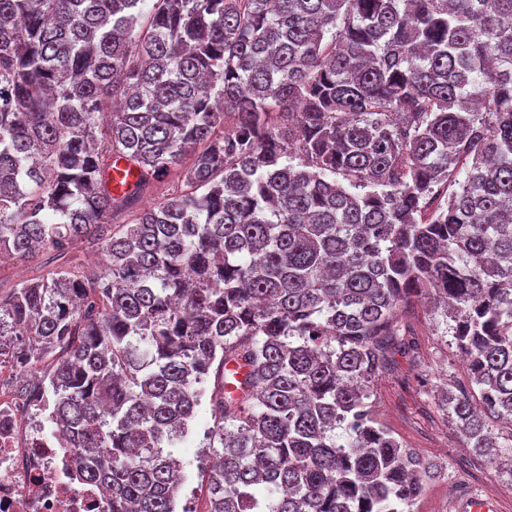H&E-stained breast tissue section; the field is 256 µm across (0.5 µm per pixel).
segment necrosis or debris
I'll list each match as a JSON object with an SVG mask.
<instances>
[{
    "label": "necrosis or debris",
    "mask_w": 512,
    "mask_h": 512,
    "mask_svg": "<svg viewBox=\"0 0 512 512\" xmlns=\"http://www.w3.org/2000/svg\"><path fill=\"white\" fill-rule=\"evenodd\" d=\"M0 512H111L110 499L77 479L70 452L43 433L26 402L0 401Z\"/></svg>",
    "instance_id": "obj_1"
}]
</instances>
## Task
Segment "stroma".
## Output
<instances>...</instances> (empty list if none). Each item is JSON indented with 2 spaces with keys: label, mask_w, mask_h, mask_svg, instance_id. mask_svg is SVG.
Segmentation results:
<instances>
[{
  "label": "stroma",
  "mask_w": 512,
  "mask_h": 512,
  "mask_svg": "<svg viewBox=\"0 0 512 512\" xmlns=\"http://www.w3.org/2000/svg\"><path fill=\"white\" fill-rule=\"evenodd\" d=\"M55 265L50 251L0 263V289L34 279ZM398 318L413 349L394 355L372 383L370 401L377 419L438 470L412 512H460L469 494L492 499L498 512H512V460L473 455L448 416L447 395L470 388L466 365L451 336L450 319L425 294L402 306ZM211 424L209 406L201 404L185 441L174 451L183 464L184 489L193 512L206 509L207 474L199 462L208 455Z\"/></svg>",
  "instance_id": "obj_1"
}]
</instances>
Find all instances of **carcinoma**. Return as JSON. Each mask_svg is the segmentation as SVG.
<instances>
[{
  "mask_svg": "<svg viewBox=\"0 0 512 512\" xmlns=\"http://www.w3.org/2000/svg\"><path fill=\"white\" fill-rule=\"evenodd\" d=\"M44 249L0 337L55 353L24 388L112 512H176L204 400L206 512H407L432 465L367 388L425 288L469 361L448 413L512 458V0H0V261ZM112 176V190L116 193L125 191L136 180L135 171H131L123 160H112L110 169ZM180 169H174L163 177L157 191L145 195L138 203V207H150L163 202L166 198L171 197L169 194L184 191L187 187L181 181Z\"/></svg>",
  "mask_w": 512,
  "mask_h": 512,
  "instance_id": "obj_1",
  "label": "carcinoma"
}]
</instances>
